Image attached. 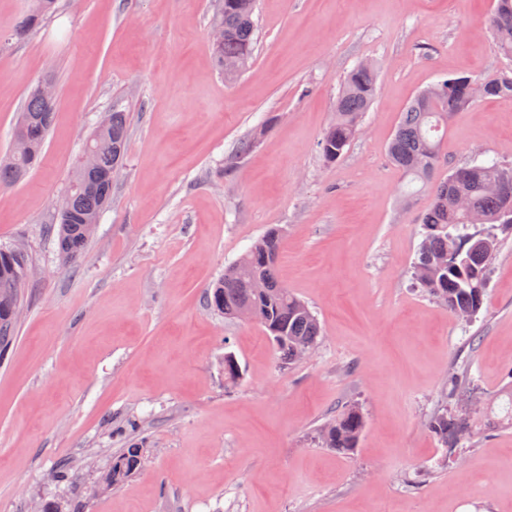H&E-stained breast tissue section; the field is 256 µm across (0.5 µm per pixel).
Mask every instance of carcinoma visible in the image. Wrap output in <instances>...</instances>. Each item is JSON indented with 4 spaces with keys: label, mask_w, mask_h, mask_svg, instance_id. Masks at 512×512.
I'll use <instances>...</instances> for the list:
<instances>
[{
    "label": "carcinoma",
    "mask_w": 512,
    "mask_h": 512,
    "mask_svg": "<svg viewBox=\"0 0 512 512\" xmlns=\"http://www.w3.org/2000/svg\"><path fill=\"white\" fill-rule=\"evenodd\" d=\"M57 0H32L16 22L13 36L24 38L55 12ZM213 27L223 39L211 43L217 67L224 78L244 72L253 58L256 32L253 15L256 0H218ZM498 52L512 63V0H495L488 19ZM474 82L466 76L441 80L423 90L405 106L388 144L395 168L411 182L429 188L432 202L421 224L422 241L413 263L414 278L430 296L468 319L484 303L487 273L497 251L494 230L512 231V164L493 160L448 169L439 177L440 148L448 121L474 102ZM483 97L512 98V66L482 82ZM377 94V68L369 63L354 67L342 81L335 104V118L325 131L320 150L324 160L340 159L360 131L363 118ZM55 117V103L46 98L41 84L31 87L17 113L12 137L28 143L29 152H11L0 159V189L21 181L42 158L46 138ZM108 124L89 135L84 150L94 154L90 166L73 172L63 197L65 209L58 214V244L63 259L78 261L100 213L112 200V177L122 165L130 117L118 100L108 112ZM283 246V230L270 227L231 266L208 292L210 308L226 320L248 309L280 353L282 364L291 365L320 336L317 317L308 304L275 277ZM30 258L21 248L0 245V352L17 336L16 314L27 301ZM243 377L232 352L224 354V382L235 384ZM365 427L362 412L347 406L319 431L323 447L340 454L357 448ZM438 439L448 442V432L464 428L460 420L439 412L429 423ZM142 449L130 447L112 465V483L136 470Z\"/></svg>",
    "instance_id": "cac0c4a2"
}]
</instances>
